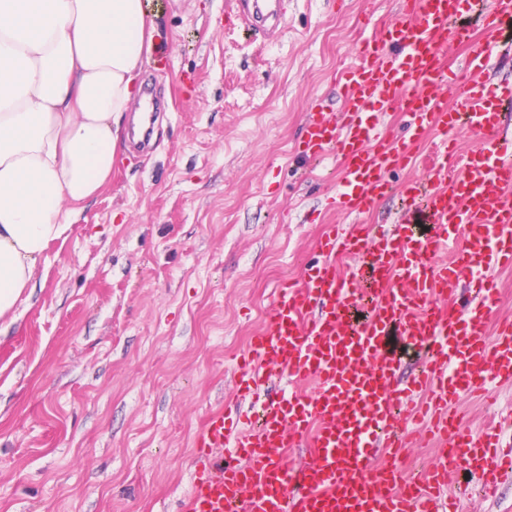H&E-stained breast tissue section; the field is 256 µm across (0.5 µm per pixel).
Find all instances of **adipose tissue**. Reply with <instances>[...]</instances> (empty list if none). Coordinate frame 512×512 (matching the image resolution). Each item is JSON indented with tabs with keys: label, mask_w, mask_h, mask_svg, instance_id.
I'll use <instances>...</instances> for the list:
<instances>
[{
	"label": "adipose tissue",
	"mask_w": 512,
	"mask_h": 512,
	"mask_svg": "<svg viewBox=\"0 0 512 512\" xmlns=\"http://www.w3.org/2000/svg\"><path fill=\"white\" fill-rule=\"evenodd\" d=\"M159 35L148 0H0V320L111 174Z\"/></svg>",
	"instance_id": "1"
}]
</instances>
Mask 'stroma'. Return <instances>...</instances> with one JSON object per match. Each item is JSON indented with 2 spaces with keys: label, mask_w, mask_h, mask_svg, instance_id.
<instances>
[{
  "label": "stroma",
  "mask_w": 512,
  "mask_h": 512,
  "mask_svg": "<svg viewBox=\"0 0 512 512\" xmlns=\"http://www.w3.org/2000/svg\"><path fill=\"white\" fill-rule=\"evenodd\" d=\"M394 0H282L250 40L236 0H151L162 44L142 70L159 99L152 149L112 175L50 244L29 299L0 322V512H180L191 442L230 399L235 359L276 286L317 258L342 176L301 153ZM459 512H512V481Z\"/></svg>",
  "instance_id": "obj_1"
}]
</instances>
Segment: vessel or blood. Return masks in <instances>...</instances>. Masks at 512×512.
Instances as JSON below:
<instances>
[{
  "instance_id": "obj_1",
  "label": "vessel or blood",
  "mask_w": 512,
  "mask_h": 512,
  "mask_svg": "<svg viewBox=\"0 0 512 512\" xmlns=\"http://www.w3.org/2000/svg\"><path fill=\"white\" fill-rule=\"evenodd\" d=\"M254 35L274 31L260 0H237ZM470 0H398L377 35L357 47L341 76L342 109H308L299 148L340 157L344 177L331 206L360 217L394 187L391 171L416 157L425 136L457 121L479 134V150L440 144L423 182L404 185L429 222L403 214L361 230L328 226L320 259L300 281L275 290L257 335L237 360V402L209 415L194 439L197 470L182 512H458L445 491L459 471L496 491L501 466L495 431H473L461 397L512 385V321L489 329L498 303L495 270L512 268V131L503 102L511 83H491L505 48L494 33L512 22V0H488L489 36L476 45L459 26ZM465 57L448 67V45ZM453 89L460 109L448 106ZM402 102L409 137L382 120ZM351 258L337 273V256ZM419 350L406 375L390 345ZM313 379L306 393L269 400V385ZM437 447L431 467L407 479L405 448L421 436ZM228 449V462L213 461ZM291 448L309 459L294 463Z\"/></svg>"
}]
</instances>
